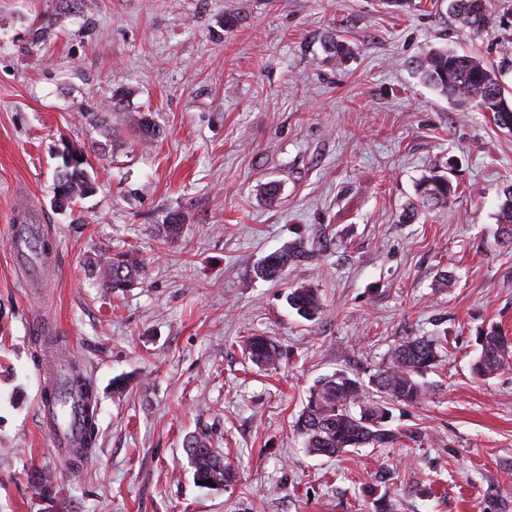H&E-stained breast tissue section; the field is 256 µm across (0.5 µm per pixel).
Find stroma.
<instances>
[{
	"mask_svg": "<svg viewBox=\"0 0 512 512\" xmlns=\"http://www.w3.org/2000/svg\"><path fill=\"white\" fill-rule=\"evenodd\" d=\"M415 2L0 0V512H512V370L482 380L469 367L478 330L512 340V244L497 222L512 131L413 67L463 51L512 88V0H489L499 24L481 35L448 0ZM332 38L350 46L344 61ZM145 115L163 130L150 142ZM67 144L97 188L61 210ZM436 172L454 195L406 219ZM173 212L184 230L168 242ZM23 222L45 225L57 259L31 287L9 244ZM292 242L282 279L257 278ZM128 249L145 273L107 291L98 270ZM302 285L322 296L312 321L287 301ZM46 322L58 344L35 342ZM255 334L281 349L277 370L248 360ZM414 336L443 350L424 400L392 410L405 439L307 454L295 423L315 381L369 378ZM71 361L98 404L78 469L38 416ZM200 425L230 485L195 481L183 443ZM43 469L49 494L29 481Z\"/></svg>",
	"mask_w": 512,
	"mask_h": 512,
	"instance_id": "stroma-1",
	"label": "stroma"
}]
</instances>
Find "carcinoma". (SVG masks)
Listing matches in <instances>:
<instances>
[{"label":"carcinoma","mask_w":512,"mask_h":512,"mask_svg":"<svg viewBox=\"0 0 512 512\" xmlns=\"http://www.w3.org/2000/svg\"><path fill=\"white\" fill-rule=\"evenodd\" d=\"M448 8L462 26L476 34L492 27L487 0H448ZM415 69L426 84L441 94L478 107L491 114L497 127L512 131V91L503 85L494 67L467 53L436 50L416 61ZM89 166L83 150L66 149L55 175L54 197L58 207L68 208L94 191ZM454 193L452 184L440 175L428 176L418 189L421 202L433 206L447 204ZM497 222L502 224L503 239L512 243V185L502 191ZM298 255L296 245L285 244L268 254L255 274L262 279H276ZM143 272L136 252L115 253L100 269L101 284L114 293L124 292ZM288 300L308 320L316 319L323 307L317 289L309 286L293 289ZM476 341V353L470 362L474 377L484 380L512 369V343L500 332L483 331ZM440 350L441 345L434 339L409 338L391 350L387 363L371 375L367 385L344 371L317 381L296 422L307 453L333 458L351 448H392L402 441L403 432L390 427L388 407L372 399L369 386H374L390 402L420 403L425 396L421 378L437 364ZM246 353L254 364L270 369L277 367L281 358L279 348L265 336L249 337ZM73 393L83 401L82 439L71 455V466L78 468L96 444L98 422L94 387L74 363L68 367L64 384L51 380L44 397L56 404ZM184 451L195 480H211L216 487L233 480V469L224 460V452L213 446L207 428L201 427L186 438Z\"/></svg>","instance_id":"obj_1"}]
</instances>
